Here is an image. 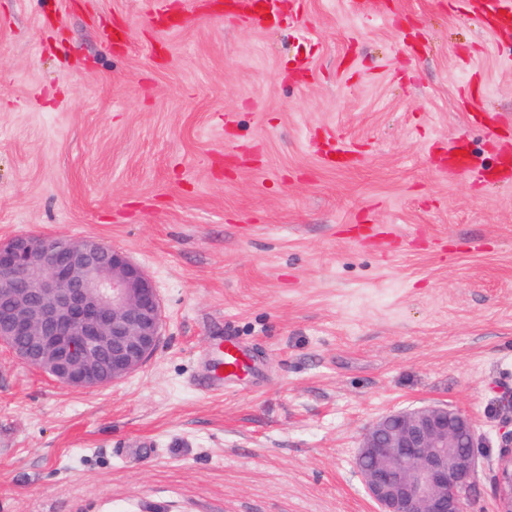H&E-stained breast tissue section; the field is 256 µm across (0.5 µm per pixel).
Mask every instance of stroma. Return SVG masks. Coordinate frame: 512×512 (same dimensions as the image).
Returning a JSON list of instances; mask_svg holds the SVG:
<instances>
[{"label": "stroma", "mask_w": 512, "mask_h": 512, "mask_svg": "<svg viewBox=\"0 0 512 512\" xmlns=\"http://www.w3.org/2000/svg\"><path fill=\"white\" fill-rule=\"evenodd\" d=\"M223 2L0 0V239L122 249L164 308L155 353L100 388L0 346V512H375L364 430L431 404L472 419L494 512L512 37L470 0H283L262 30ZM334 138L350 167L322 163ZM453 146L485 177L448 173ZM216 336L251 367L205 394Z\"/></svg>", "instance_id": "1"}]
</instances>
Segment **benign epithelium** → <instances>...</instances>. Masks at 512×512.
<instances>
[{
  "instance_id": "1",
  "label": "benign epithelium",
  "mask_w": 512,
  "mask_h": 512,
  "mask_svg": "<svg viewBox=\"0 0 512 512\" xmlns=\"http://www.w3.org/2000/svg\"><path fill=\"white\" fill-rule=\"evenodd\" d=\"M162 325L158 288L126 252L90 238L0 242V341L61 383L93 389L126 378L154 354ZM478 447L467 415L425 406L373 422L357 465L378 512H472ZM493 488L496 512H512L511 430Z\"/></svg>"
}]
</instances>
